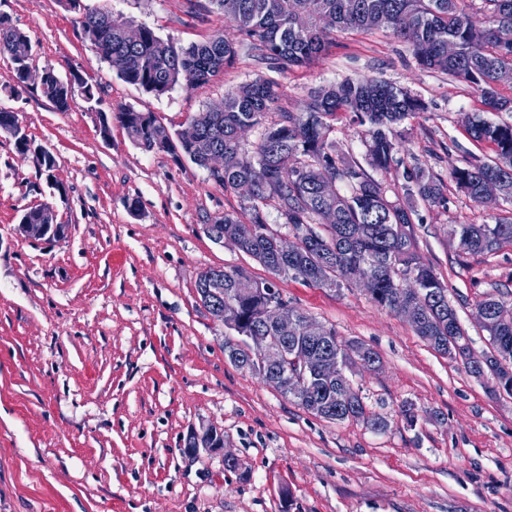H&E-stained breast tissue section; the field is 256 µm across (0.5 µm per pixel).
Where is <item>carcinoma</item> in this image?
I'll return each instance as SVG.
<instances>
[{"label": "carcinoma", "mask_w": 512, "mask_h": 512, "mask_svg": "<svg viewBox=\"0 0 512 512\" xmlns=\"http://www.w3.org/2000/svg\"><path fill=\"white\" fill-rule=\"evenodd\" d=\"M206 11L234 23L243 36L242 46L257 63L275 70L303 66L325 53L336 31H369L386 28L407 43L418 65L438 70L448 77L471 84L480 94L488 112L509 108L512 101L502 95L512 89V0H481L486 24L470 20L467 0H208ZM77 13L82 36L125 82L160 97L175 87L187 90L213 83L234 65L239 50L216 31L207 41L178 46L162 39L141 23L135 43L125 38L129 20L108 9L91 7L82 0H65ZM457 54L448 58V42ZM0 55L9 56L17 83L26 82L24 71L31 65L33 46L28 35L7 14H0ZM58 112L71 110L75 93L87 103L98 105V130L111 136L112 120H117L130 140L145 152H170L187 157L208 169L212 153L237 156L236 163L221 175L208 173L209 180L226 189H238L247 182L255 192L247 196L246 217L226 213L211 219L206 228L214 239L220 234L240 237L243 252L277 277H291L307 285L340 288L349 272L359 270L369 281L367 292L382 308L396 311L399 279L415 277L421 288L417 306L421 320L414 331L427 337L426 343L441 353L455 326L448 312V288L432 266L416 251L412 210L388 193L402 194L408 201L420 200L432 208L448 209V185L426 168H404L400 189L391 188L372 175L403 165L398 158L399 134L396 126L408 116L425 109L423 101L409 91L385 81L363 79L344 81L314 91L300 112L279 106L282 92L273 79L258 78L244 83L224 96L220 111L211 108L191 120L194 136L186 139L169 129L152 112L128 105L116 112L99 108L102 99L97 87L79 72L71 78L50 75L39 86ZM348 113L363 127L366 164L349 160L333 138L336 119ZM260 129V139L249 151L239 142L238 131ZM476 142L492 146L493 156L475 158L454 168L449 180L472 202H479L483 179L496 177L504 188V199L512 203V124L494 123L481 115L466 128ZM0 133L11 137L15 149L33 154L39 169L52 172L54 155L37 149L19 125L18 115L0 108ZM273 205L282 226L298 233L296 251L277 254L279 233L266 222L264 208ZM335 213L333 224L321 223V214ZM29 224H51L53 236L63 235L65 225L57 223L51 207L32 206L24 213ZM460 251L494 254L503 244L512 243V216L497 218L492 224H459L452 229ZM274 284L254 279L243 268H208L196 281V291L210 311L236 305L234 325L227 330L246 336L257 329L275 335L263 320ZM478 306L490 310L487 332L490 349L480 354L461 338L469 363L484 369L491 391L512 396V294H488ZM332 342L295 343L298 349L320 359L346 362L360 355L379 358L372 349L342 340L329 329ZM342 382L328 376L317 381V400L302 408L329 421L361 420L374 432L390 426L388 417L366 410L363 398L349 389L339 399Z\"/></svg>", "instance_id": "cac0c4a2"}]
</instances>
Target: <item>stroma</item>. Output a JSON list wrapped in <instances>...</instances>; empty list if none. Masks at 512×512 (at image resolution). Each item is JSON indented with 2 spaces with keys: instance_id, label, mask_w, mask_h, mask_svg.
<instances>
[{
  "instance_id": "obj_1",
  "label": "stroma",
  "mask_w": 512,
  "mask_h": 512,
  "mask_svg": "<svg viewBox=\"0 0 512 512\" xmlns=\"http://www.w3.org/2000/svg\"><path fill=\"white\" fill-rule=\"evenodd\" d=\"M153 28L177 44L231 23L188 0H83ZM29 36L35 68H75L98 86L102 106L152 112L177 132L198 112L258 77L276 80L280 105L302 111L310 91L380 78L426 105L400 126V158L447 177L491 156L464 116L481 112L474 87L421 68L389 30L347 31L305 67L269 71L247 54L214 83L157 97L130 85L82 38L61 0H0ZM13 66L0 56V107L16 112L56 158L52 174L0 136V512H512V396L431 349L408 320L377 306L362 285L276 284L294 309L378 352L379 370L348 377L368 411L389 416L376 433L358 420L329 422L232 363L224 325L195 283L210 267L270 273L206 233L214 216L248 202L189 160L137 148L120 125L102 139L96 112L77 102L56 111L39 91L10 93ZM64 192H57V185ZM46 203L64 237L35 240L21 214ZM417 252L448 288L475 352L488 350L478 302L512 293V244L463 255L449 230L512 213L448 194L447 209L417 204ZM417 421L407 426L402 405ZM224 434V450L182 453L191 429ZM238 460L224 465V453Z\"/></svg>"
}]
</instances>
